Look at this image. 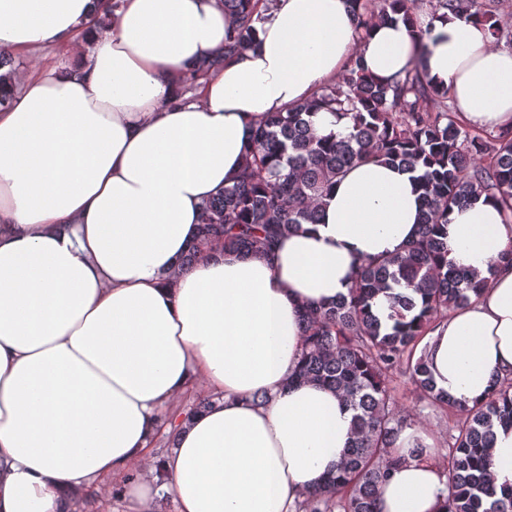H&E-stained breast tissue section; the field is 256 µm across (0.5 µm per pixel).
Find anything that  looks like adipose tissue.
Instances as JSON below:
<instances>
[{"label": "adipose tissue", "mask_w": 512, "mask_h": 512, "mask_svg": "<svg viewBox=\"0 0 512 512\" xmlns=\"http://www.w3.org/2000/svg\"><path fill=\"white\" fill-rule=\"evenodd\" d=\"M0 0V49L64 45L75 62L0 92V512H75L78 490H107L126 512H293L353 439L331 389L289 385L304 306L346 294L362 260L392 254L422 207L409 173L353 167L318 223L273 256L202 254L182 265L200 207L240 172L253 128L339 78L353 53L374 79L413 65L450 87L460 119L512 125V52L479 18L404 22L357 37L349 0H278L253 47L182 91L185 63L211 57L232 20L220 0ZM512 224L493 198L448 217L456 262L485 277L424 346L437 389L466 405L512 378V266L493 259ZM191 391L206 403L155 448L159 411ZM266 395L265 404L253 401ZM434 431L394 466L381 512H441L446 478ZM495 490L512 488V426L490 450Z\"/></svg>", "instance_id": "1"}]
</instances>
